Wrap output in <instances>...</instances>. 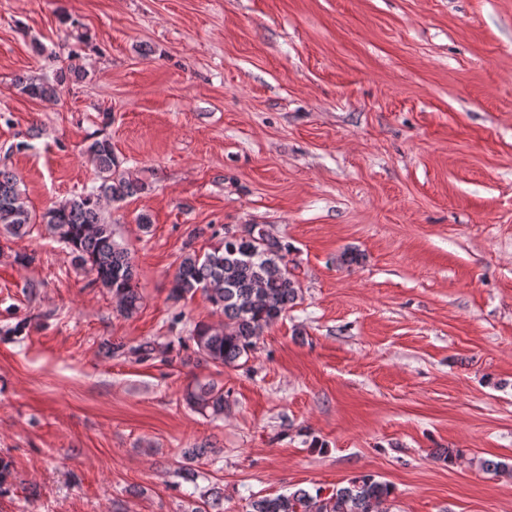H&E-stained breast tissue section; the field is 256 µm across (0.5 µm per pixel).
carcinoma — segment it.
I'll return each mask as SVG.
<instances>
[{
	"label": "carcinoma",
	"mask_w": 512,
	"mask_h": 512,
	"mask_svg": "<svg viewBox=\"0 0 512 512\" xmlns=\"http://www.w3.org/2000/svg\"><path fill=\"white\" fill-rule=\"evenodd\" d=\"M81 70L73 64L59 68L53 81L35 77L19 79L32 98L54 99L60 86ZM95 168L99 185L70 198L40 216L27 206L17 175L0 167V236L20 237L40 222L75 259L95 275L94 281L117 300L119 312L131 317L140 308L135 288V267L129 251L114 240L112 222L102 203L123 201L145 189L144 184L116 171L112 142L95 139L85 151ZM199 227L190 234L173 276L171 298L202 293L213 310L224 314V329L199 324L191 340L205 360L235 366L255 349L264 327L295 304L301 288L288 268L289 246L270 236L262 224H245L234 232L224 230V239L200 255L193 240L206 234ZM187 404L200 413L224 414V389L214 385L189 386ZM392 494L389 484L364 474L328 495L299 488L287 495L263 497L250 502L251 512H383L381 506Z\"/></svg>",
	"instance_id": "carcinoma-1"
}]
</instances>
